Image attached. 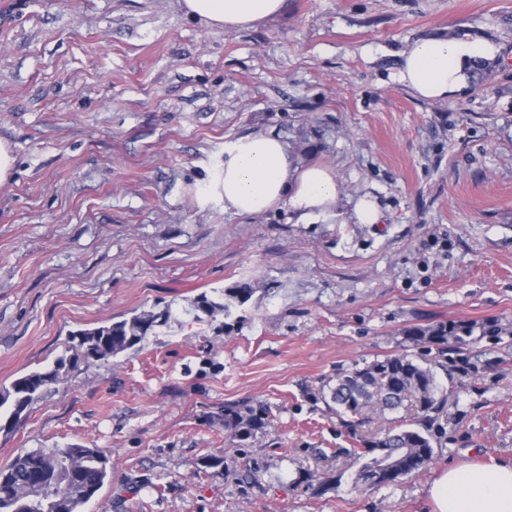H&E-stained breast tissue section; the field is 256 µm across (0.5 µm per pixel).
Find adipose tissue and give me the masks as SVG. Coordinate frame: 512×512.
I'll use <instances>...</instances> for the list:
<instances>
[{"label": "adipose tissue", "mask_w": 512, "mask_h": 512, "mask_svg": "<svg viewBox=\"0 0 512 512\" xmlns=\"http://www.w3.org/2000/svg\"><path fill=\"white\" fill-rule=\"evenodd\" d=\"M284 0H182L186 14L210 27L235 31L279 14ZM493 45L467 36H426L402 55L401 81L417 96L449 100L467 90L471 72L493 58ZM225 210L259 215L279 207L300 218L332 213L342 188L332 167H298L291 144L273 132L237 138L224 151L219 183ZM432 512H512V463L456 464L429 487Z\"/></svg>", "instance_id": "ef3b65f1"}]
</instances>
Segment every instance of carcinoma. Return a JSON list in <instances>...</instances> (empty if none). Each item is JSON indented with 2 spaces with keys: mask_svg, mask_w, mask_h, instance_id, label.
Wrapping results in <instances>:
<instances>
[{
  "mask_svg": "<svg viewBox=\"0 0 512 512\" xmlns=\"http://www.w3.org/2000/svg\"><path fill=\"white\" fill-rule=\"evenodd\" d=\"M223 295L227 300L200 294L193 300V310L209 318L218 314L228 316L233 304L243 305L250 299L252 288L242 283ZM170 318L168 308L160 312L143 311L109 325L72 333L69 357L57 359L49 369L24 374L0 389L5 427H12L32 402L59 384L66 368L80 361L88 364L132 350L143 344L156 328L168 324ZM450 335L452 331L445 323L406 331L414 343L436 346L441 359L446 358ZM329 400L337 412L350 415L376 407L390 413L412 407L420 417L417 424L423 426L420 430L401 423L381 437L364 441V449L354 452L365 459L355 484L372 488L391 485L432 461L433 447L426 424L445 402L432 369L420 366L406 354L387 356L339 376L329 390ZM265 426L262 410L224 407V428L240 441ZM106 478V459L96 448L75 446L24 452L0 469V512H81ZM64 485L74 487L75 493L68 498L59 495Z\"/></svg>",
  "mask_w": 512,
  "mask_h": 512,
  "instance_id": "carcinoma-1",
  "label": "carcinoma"
}]
</instances>
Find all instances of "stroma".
<instances>
[{
	"instance_id": "35a3bbf8",
	"label": "stroma",
	"mask_w": 512,
	"mask_h": 512,
	"mask_svg": "<svg viewBox=\"0 0 512 512\" xmlns=\"http://www.w3.org/2000/svg\"><path fill=\"white\" fill-rule=\"evenodd\" d=\"M498 49L482 84L425 100L399 79L428 34ZM273 131L323 162L332 215L225 211L224 150ZM0 387L65 356L70 332L171 309L138 350L70 368L0 431L18 454L83 445L108 478L84 512H431L448 466L512 459V0H284L224 31L180 0H0ZM377 224L351 220L361 196ZM240 283L230 330L193 298ZM461 327L436 381L434 457L354 489L351 425L323 396L406 336ZM267 425L230 438L224 407Z\"/></svg>"
}]
</instances>
